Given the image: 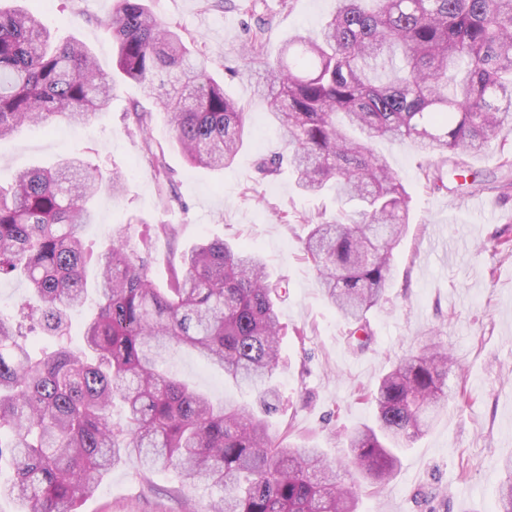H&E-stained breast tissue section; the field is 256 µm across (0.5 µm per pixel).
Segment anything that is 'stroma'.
Wrapping results in <instances>:
<instances>
[{
    "label": "stroma",
    "instance_id": "obj_1",
    "mask_svg": "<svg viewBox=\"0 0 512 512\" xmlns=\"http://www.w3.org/2000/svg\"><path fill=\"white\" fill-rule=\"evenodd\" d=\"M152 11L178 24L197 47L219 62L217 78L244 105L250 136L235 164L223 171L190 168L172 147L154 100L132 84H119L107 112L88 123L62 127L26 125L0 140V182L34 166L51 167L75 154L89 155L104 176L121 169L124 192L101 190L93 200L95 220L83 239L100 252L110 236L131 245L148 240L149 274L166 286L170 263L202 238L242 244L260 255L277 295L281 324L280 366L273 430L289 440H306L329 456L345 459L342 432L372 423V401L380 377L422 339L436 335L452 352L449 389L466 385L470 399L449 400L429 430L401 454L400 465L380 489L362 485L359 512H487L503 479L500 464L512 457V253L499 241L512 237V192L483 191L488 211L472 210L473 195L456 186L435 189L420 172L429 158L413 145L374 142L400 175L410 196V226L394 251V275L381 306L368 312L366 345L351 339L347 320L322 295L308 260L304 225L284 214H335L334 195H300L287 173L263 172V161L281 149L268 104L254 91L255 75L242 48L246 28L262 22L266 51L276 57L288 35L310 34L336 9V0H258L255 15L231 0H148ZM56 38L82 41L97 66L111 72L115 49L104 26L112 0H27ZM150 111V133L135 128L128 114ZM164 151L169 167L159 177L148 150ZM170 224L174 237H156L155 225ZM163 369L187 381L217 403L257 405V393L236 386L221 369L206 365L190 349L166 356ZM211 491L184 485L171 469L142 471L129 458L104 479L80 512H205Z\"/></svg>",
    "mask_w": 512,
    "mask_h": 512
}]
</instances>
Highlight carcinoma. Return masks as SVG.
Masks as SVG:
<instances>
[{
  "label": "carcinoma",
  "mask_w": 512,
  "mask_h": 512,
  "mask_svg": "<svg viewBox=\"0 0 512 512\" xmlns=\"http://www.w3.org/2000/svg\"><path fill=\"white\" fill-rule=\"evenodd\" d=\"M116 76L73 39L52 43L37 15L0 7V139L25 124L75 125L105 111L121 81L160 104L172 143L192 168L235 162L247 133L244 107L224 90L216 63L147 0H115L108 20ZM264 25L249 31L245 58L263 67L257 92L270 106L297 189H336L341 208L307 226L306 253L327 300L369 335L367 313L393 275V250L409 224V196L375 139L410 142L426 155L464 157L512 133V0H336L313 35L288 37L264 57ZM98 169L73 155L0 187V280L21 274L51 349L34 353L18 323L0 314V497L17 512H79L124 457L171 468L193 487L224 491L208 512H357L348 483L321 449L286 441L266 417L163 372L177 347L195 351L237 384L275 393L280 326L274 288L249 249L205 240L182 256L166 287L121 236L98 254L83 247L94 221ZM94 303L84 347L72 348L70 315ZM452 356L433 337L384 375L372 425L353 428L349 465L388 480L398 452L448 402ZM121 402L125 420L112 419ZM494 512H512V458Z\"/></svg>",
  "instance_id": "obj_1"
}]
</instances>
